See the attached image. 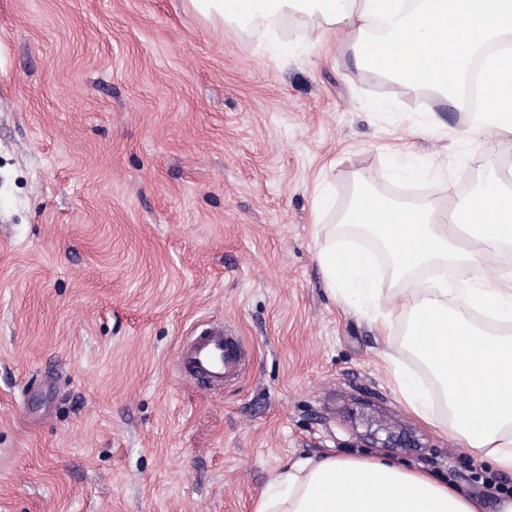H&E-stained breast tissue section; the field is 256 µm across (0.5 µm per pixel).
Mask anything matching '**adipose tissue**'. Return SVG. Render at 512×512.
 Listing matches in <instances>:
<instances>
[{
  "label": "adipose tissue",
  "mask_w": 512,
  "mask_h": 512,
  "mask_svg": "<svg viewBox=\"0 0 512 512\" xmlns=\"http://www.w3.org/2000/svg\"><path fill=\"white\" fill-rule=\"evenodd\" d=\"M206 18L245 30H273L291 15L321 21L326 40L350 36L354 66L409 93L461 105L474 60L490 106L460 132L474 143L512 141V0H190ZM338 223L361 227L384 244L408 311L405 345L429 369L448 407L457 441L512 471V335L471 318L480 311L512 326V272L482 277L512 246V179L489 169L466 196L439 188L427 199H390L355 182ZM329 288L380 306L377 265L368 252L329 239L320 252ZM474 271L459 278L458 267ZM255 512H483L482 504L424 472L366 458L325 455L280 472Z\"/></svg>",
  "instance_id": "ef3b65f1"
}]
</instances>
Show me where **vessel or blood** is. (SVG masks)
I'll return each mask as SVG.
<instances>
[{"label": "vessel or blood", "instance_id": "obj_1", "mask_svg": "<svg viewBox=\"0 0 512 512\" xmlns=\"http://www.w3.org/2000/svg\"><path fill=\"white\" fill-rule=\"evenodd\" d=\"M178 357L189 376L210 386H223L225 380L238 375L241 357L228 330L220 323L200 329L179 349Z\"/></svg>", "mask_w": 512, "mask_h": 512}]
</instances>
